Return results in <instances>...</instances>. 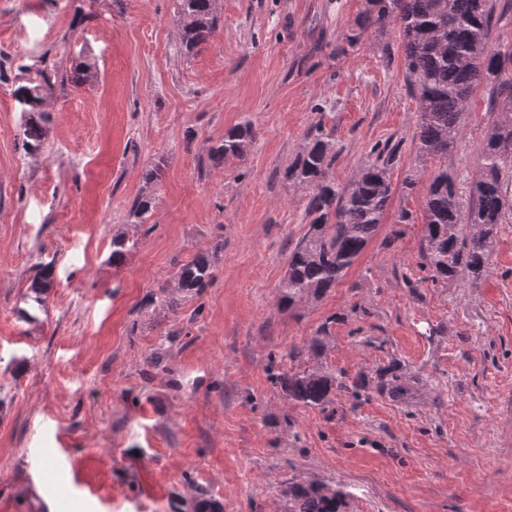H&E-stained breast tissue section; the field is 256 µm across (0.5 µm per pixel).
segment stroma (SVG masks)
<instances>
[{
	"label": "stroma",
	"mask_w": 512,
	"mask_h": 512,
	"mask_svg": "<svg viewBox=\"0 0 512 512\" xmlns=\"http://www.w3.org/2000/svg\"><path fill=\"white\" fill-rule=\"evenodd\" d=\"M367 8L220 0L189 55L174 0H0V512H193L202 497L288 512L291 477L343 489L345 512H512V221L479 287L433 280L422 257L433 170L469 195L496 115L477 86L453 150L421 162L396 30L347 39ZM80 64L93 81L71 82ZM46 79L29 154L15 91ZM240 123L255 131L244 157L201 165ZM320 132L342 190L373 147L394 149L393 195L336 286L288 311L278 285L311 218L284 171ZM146 189L157 204L139 224ZM118 233L135 246L116 266ZM199 254L213 283L161 305ZM50 260L38 304L34 266ZM323 326L327 370L395 361L422 385L404 401L289 403L269 374L311 366Z\"/></svg>",
	"instance_id": "35a3bbf8"
}]
</instances>
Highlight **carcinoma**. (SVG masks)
Wrapping results in <instances>:
<instances>
[{
	"label": "carcinoma",
	"instance_id": "cac0c4a2",
	"mask_svg": "<svg viewBox=\"0 0 512 512\" xmlns=\"http://www.w3.org/2000/svg\"><path fill=\"white\" fill-rule=\"evenodd\" d=\"M183 20L181 42L192 53L210 42L217 26V0H176ZM369 8L356 23L359 30L396 29L401 39L406 78L418 99L419 159L448 155L465 119L473 90L484 85L490 111L497 120L486 134L481 164L475 177L473 200L463 205L457 181L448 168L434 171L423 199V256L435 280L464 277L477 287L489 272L490 254L506 214L512 212V50L502 52L488 43L494 23L492 0H367ZM19 101L35 112L43 97L38 86H20ZM253 136L250 125H238L203 148L208 163L217 168L224 160L243 157ZM43 130L29 122L23 144L29 153L42 147ZM395 150H377L374 159L354 174L348 192H339L331 168L336 158L328 135L314 136L285 170L286 179L312 190L307 232L289 248L288 269L279 285L278 304L289 309L317 301L348 271L383 223L393 190L391 168ZM155 197L142 193L132 212L140 222L151 216ZM123 234L112 236V263L119 264L134 248ZM215 278L214 264L196 256L173 275L174 291L196 295ZM53 263H39L30 288L34 301L53 287ZM284 397L295 405L324 408L338 392L358 396L366 389L402 401L421 378L391 361L373 375L354 379L320 368L292 374H273ZM289 512H342L345 495L318 482L290 481L285 487Z\"/></svg>",
	"mask_w": 512,
	"mask_h": 512
}]
</instances>
